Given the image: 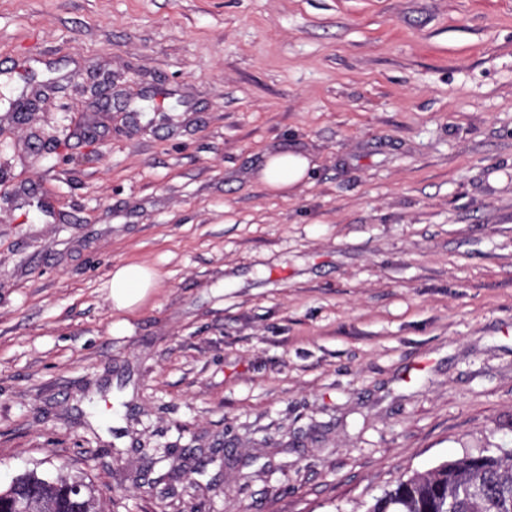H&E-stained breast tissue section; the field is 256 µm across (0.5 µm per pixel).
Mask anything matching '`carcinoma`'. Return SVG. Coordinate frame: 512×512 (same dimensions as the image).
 <instances>
[{
  "label": "carcinoma",
  "instance_id": "carcinoma-1",
  "mask_svg": "<svg viewBox=\"0 0 512 512\" xmlns=\"http://www.w3.org/2000/svg\"><path fill=\"white\" fill-rule=\"evenodd\" d=\"M73 477L21 475L17 489L34 512H106L92 486L80 500L68 497ZM365 512H512V448L466 453L425 472L398 480L366 504Z\"/></svg>",
  "mask_w": 512,
  "mask_h": 512
}]
</instances>
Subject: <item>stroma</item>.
Here are the masks:
<instances>
[{
  "instance_id": "1",
  "label": "stroma",
  "mask_w": 512,
  "mask_h": 512,
  "mask_svg": "<svg viewBox=\"0 0 512 512\" xmlns=\"http://www.w3.org/2000/svg\"><path fill=\"white\" fill-rule=\"evenodd\" d=\"M4 80L0 487L364 512L512 442V0H0ZM311 159L300 152H273L265 156L261 168L255 173L256 181L267 190L286 196L305 182L314 167ZM159 275L139 263L115 267L110 281L109 298L116 310L132 309L142 303L159 285Z\"/></svg>"
}]
</instances>
